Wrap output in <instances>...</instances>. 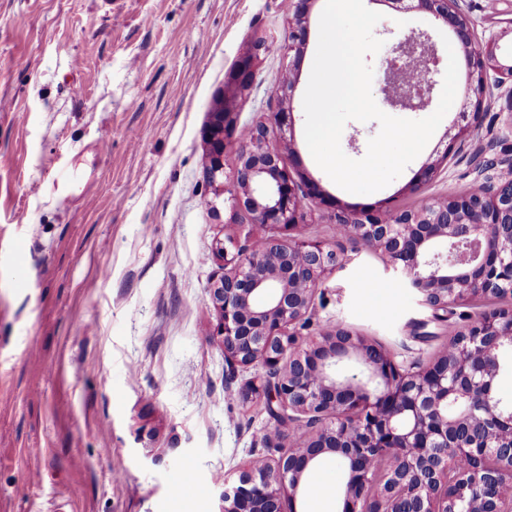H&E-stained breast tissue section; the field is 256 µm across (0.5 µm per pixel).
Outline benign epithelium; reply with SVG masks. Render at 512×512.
<instances>
[{
    "label": "benign epithelium",
    "mask_w": 512,
    "mask_h": 512,
    "mask_svg": "<svg viewBox=\"0 0 512 512\" xmlns=\"http://www.w3.org/2000/svg\"><path fill=\"white\" fill-rule=\"evenodd\" d=\"M313 2L295 0L288 42L280 45L294 53L295 64ZM383 2L396 13L430 14L453 33L468 63L469 109L448 127L437 158L409 182L417 192L474 138L489 74L512 82V52H501L512 29L480 43L459 0ZM272 47L265 36L253 40L224 78L221 103L208 114L207 181L229 193L231 219L244 212L250 225L266 228L257 239L249 231L242 239L214 242L225 271L211 282L209 297L217 314L213 335L224 345L225 360L266 369V379L251 382L243 399L276 403L280 422L302 424L309 435L286 455L254 459L237 483L224 488L221 512H281L282 496L296 501L325 454L337 456L344 470L340 512H512V402L496 389L503 357L512 354V309L478 317L425 364L399 362L341 326L306 345L296 334L315 288L343 260L336 248L300 235L313 203L334 210L336 223L346 228L343 237L381 249L436 310L476 296L511 294L512 158L477 165L478 189L432 199L415 211L386 203L352 210L310 177L293 176L281 150L267 142L268 126L292 128V81L276 89L283 107L239 126L238 101ZM438 64L426 33L398 40L382 62L385 102L423 109L432 100ZM235 139L243 146L228 174L225 152ZM489 169L498 173L488 176ZM461 458L471 467L458 469ZM382 459L390 466L374 493L375 463Z\"/></svg>",
    "instance_id": "obj_1"
}]
</instances>
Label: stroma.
Listing matches in <instances>:
<instances>
[{"label":"stroma","mask_w":512,"mask_h":512,"mask_svg":"<svg viewBox=\"0 0 512 512\" xmlns=\"http://www.w3.org/2000/svg\"><path fill=\"white\" fill-rule=\"evenodd\" d=\"M365 5L385 46L425 32L446 58L429 14ZM460 5L479 41L512 24V0ZM292 13L291 0H0V512H219L254 457L288 450L294 426L239 395L264 367L230 366L213 334V243L242 227L211 205L203 132L226 74L255 36L284 40ZM309 77L268 52L240 120L277 111L293 79L292 140L274 128L269 141L342 204L413 210L461 190L479 160L512 158V96L495 88L477 137L424 189L407 185L463 99L387 187L347 192L306 145ZM306 214L303 237L344 261L301 336L340 325L397 361H428L480 314L512 307L487 296L440 314L383 253L338 237L332 210ZM187 469L195 487L169 498Z\"/></svg>","instance_id":"obj_1"}]
</instances>
